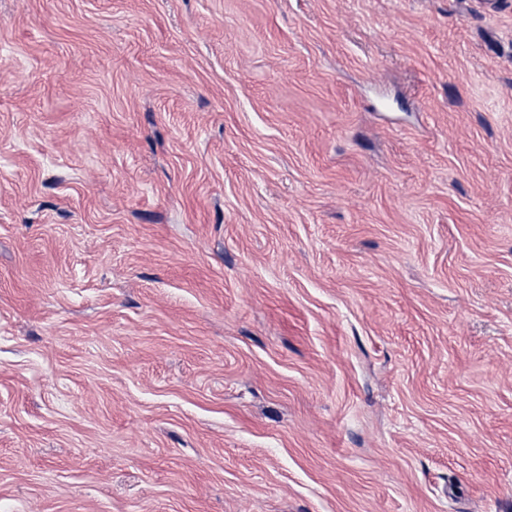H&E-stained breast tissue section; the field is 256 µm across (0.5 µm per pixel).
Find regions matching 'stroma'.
I'll return each mask as SVG.
<instances>
[{"label":"stroma","instance_id":"1","mask_svg":"<svg viewBox=\"0 0 512 512\" xmlns=\"http://www.w3.org/2000/svg\"><path fill=\"white\" fill-rule=\"evenodd\" d=\"M0 512H512V0H0Z\"/></svg>","mask_w":512,"mask_h":512}]
</instances>
